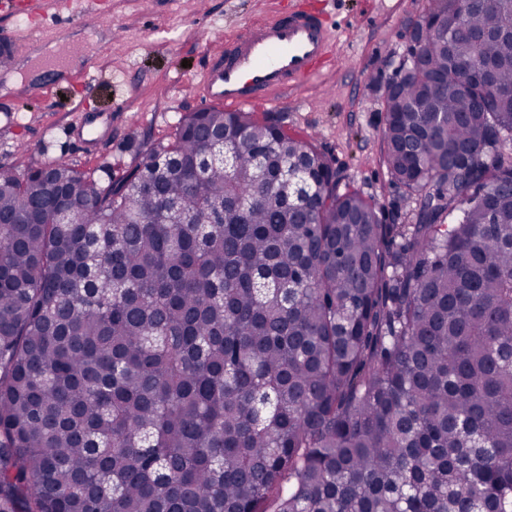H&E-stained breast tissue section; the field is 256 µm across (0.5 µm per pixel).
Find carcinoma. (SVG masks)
I'll return each mask as SVG.
<instances>
[{
    "label": "carcinoma",
    "instance_id": "cac0c4a2",
    "mask_svg": "<svg viewBox=\"0 0 512 512\" xmlns=\"http://www.w3.org/2000/svg\"><path fill=\"white\" fill-rule=\"evenodd\" d=\"M384 97L409 224L277 116L0 171V512H512V0ZM301 167L297 210L281 173Z\"/></svg>",
    "mask_w": 512,
    "mask_h": 512
}]
</instances>
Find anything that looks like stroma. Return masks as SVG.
Returning a JSON list of instances; mask_svg holds the SVG:
<instances>
[{
    "instance_id": "35a3bbf8",
    "label": "stroma",
    "mask_w": 512,
    "mask_h": 512,
    "mask_svg": "<svg viewBox=\"0 0 512 512\" xmlns=\"http://www.w3.org/2000/svg\"><path fill=\"white\" fill-rule=\"evenodd\" d=\"M311 5L323 6L335 29L337 70L288 98L272 95L254 115H278L289 135L313 142L343 185L377 201L383 219L407 223L412 204L381 161L383 86L406 59V34L429 0H56L42 22L61 27L66 41L88 42L97 75L91 104L112 118L93 131L78 121V83L35 63L56 44L30 43L28 18L0 13V35L14 41L13 61L0 69V168L21 174L61 156L122 177L147 144L171 135L180 114L204 108L197 83L208 52L252 21ZM74 12L84 13L85 27H64Z\"/></svg>"
}]
</instances>
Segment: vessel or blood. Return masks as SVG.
<instances>
[{"label": "vessel or blood", "instance_id": "1", "mask_svg": "<svg viewBox=\"0 0 512 512\" xmlns=\"http://www.w3.org/2000/svg\"><path fill=\"white\" fill-rule=\"evenodd\" d=\"M332 47V30L321 15L299 10L247 24L225 39L224 51L208 56L198 89L209 102L228 109L256 105L274 91L281 93L307 81ZM83 57L86 78L94 57L86 49L61 44L47 66L68 72L73 57Z\"/></svg>", "mask_w": 512, "mask_h": 512}]
</instances>
